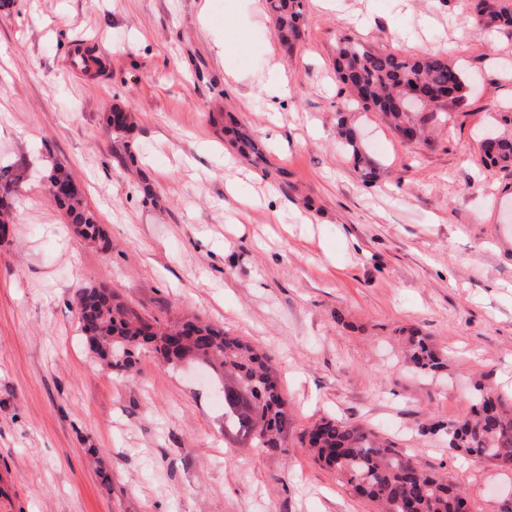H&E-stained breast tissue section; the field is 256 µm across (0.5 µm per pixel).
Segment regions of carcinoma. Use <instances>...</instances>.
Instances as JSON below:
<instances>
[{"mask_svg": "<svg viewBox=\"0 0 512 512\" xmlns=\"http://www.w3.org/2000/svg\"><path fill=\"white\" fill-rule=\"evenodd\" d=\"M276 36L289 48L300 37L304 0H267ZM467 21L485 29H512V0H469ZM336 79L352 101L384 116L392 130L412 142L423 133L421 122L410 111L405 96L422 95L420 109L443 112L463 102L467 84L461 69L441 54L397 55L376 51L351 38L342 39L334 60ZM495 132L480 148L482 162L512 168V112L493 117ZM338 135L351 154L362 179H376V167L364 159L356 130L340 122ZM18 179L0 170V211ZM77 232L109 244L94 213L77 192L53 196ZM79 326L92 351L115 373L137 372L139 351L148 347L165 364L186 360L221 380L224 388V435L244 448L278 455L286 452L288 402L269 355L224 328L200 320L169 326L150 322L102 285L91 284L78 296ZM405 361L419 372L435 373L446 367V358L417 335L409 337ZM468 414L438 429L448 435V448L480 462L490 460L512 471V407L481 387ZM311 456L343 480L354 493L376 503L381 512H464L468 501L447 479L422 468L413 455L371 428L335 417H322L304 433Z\"/></svg>", "mask_w": 512, "mask_h": 512, "instance_id": "obj_1", "label": "carcinoma"}]
</instances>
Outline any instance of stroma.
<instances>
[{"instance_id":"stroma-1","label":"stroma","mask_w":512,"mask_h":512,"mask_svg":"<svg viewBox=\"0 0 512 512\" xmlns=\"http://www.w3.org/2000/svg\"><path fill=\"white\" fill-rule=\"evenodd\" d=\"M466 2L306 0L288 50L266 0H0V168L19 178L0 235V512H377L303 447L328 415L417 455L473 512H499L512 471L421 432L464 416L478 386L512 403V170L479 161L483 129L512 110V31L470 24ZM344 36L449 54L471 93L407 142L341 93ZM80 52L95 72L74 71ZM274 67L289 93L270 112ZM116 107L128 132L107 126ZM341 120L375 182L355 172ZM235 127L260 158L239 152ZM59 164L106 243L50 197ZM91 284L142 317L195 316L268 353L286 453L225 439L215 382L153 353L135 376L111 373L79 331ZM412 328L445 370L407 368ZM338 135L341 138L346 150L351 154L354 164L360 171L365 182H373L376 177V167L369 160H365L361 152V142L356 130L348 127L343 120L338 127Z\"/></svg>"}]
</instances>
